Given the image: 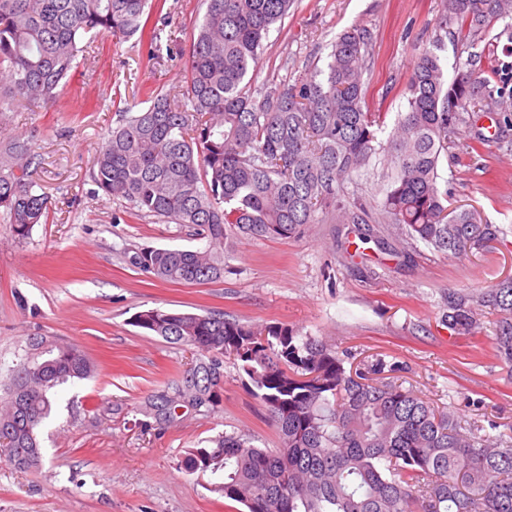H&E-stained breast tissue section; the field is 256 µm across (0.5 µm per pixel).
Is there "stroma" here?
Listing matches in <instances>:
<instances>
[{
  "mask_svg": "<svg viewBox=\"0 0 512 512\" xmlns=\"http://www.w3.org/2000/svg\"><path fill=\"white\" fill-rule=\"evenodd\" d=\"M444 0H296L276 25L250 76L253 89L291 84L325 68L331 44L353 26L369 30L374 65L369 111L382 113L388 141L406 107L415 55L442 40L448 66L480 56L484 45L458 40L456 25H437ZM202 0H166L162 50L148 56L138 37L104 42L99 59L79 64L60 101L14 113L6 135L27 139L38 157L34 177L52 207L29 239H16L0 209V397L28 337L58 336L80 345L98 366L94 377L62 386L41 440V471L0 460V512H245L211 492L210 477L183 467L192 448L221 433L246 432L260 447L280 439L266 408L224 366L223 403L176 425L146 431L137 421L144 400L178 380L193 357L131 323L145 308L202 313L252 324H285L335 344L352 364L381 358L434 406L455 410L464 430L496 421L512 425V370L497 357L490 315L471 337L446 321L449 292L476 293L512 277V127L494 137L495 117L475 116L461 146L440 164L449 207L477 209L497 240L457 260L414 242L396 251L364 240L347 224H310L292 238H234L224 244L222 281L171 284L131 267L135 245L203 248L187 228L141 216L126 200L93 184L91 162L123 113L143 107L156 87L182 85L175 52L187 44ZM487 143L466 151L477 134Z\"/></svg>",
  "mask_w": 512,
  "mask_h": 512,
  "instance_id": "obj_1",
  "label": "stroma"
}]
</instances>
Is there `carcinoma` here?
<instances>
[{
  "mask_svg": "<svg viewBox=\"0 0 512 512\" xmlns=\"http://www.w3.org/2000/svg\"><path fill=\"white\" fill-rule=\"evenodd\" d=\"M294 0H204L189 44L179 48L185 86L153 90L148 106L112 129L91 163L105 194L137 212L180 224L207 240L204 249L137 247L129 264L175 284L224 280V240L291 238L308 224H393L408 240L465 259L498 235L474 210L448 211L442 155L475 112L497 110L512 125V62L486 76L470 59L448 79L433 41L417 55L406 108L385 152L392 172L385 198L345 199L344 183L379 153L380 116L368 111L371 34L360 26L331 45L326 70L253 96L248 75L264 41ZM149 0H0V126L23 107L56 102L77 59L94 61L100 38L135 34L153 57ZM512 41V0H445L438 27L461 40ZM29 142H0V208L12 232L28 238L48 221ZM494 317L498 356L512 366V278L480 293H448V327L472 333L478 312ZM134 326L187 346L195 360L171 388L144 401V427H168L188 411L223 402L224 359L247 377L278 428L280 446L261 448L245 432L222 434L189 450L185 470L219 476L211 491L247 512H512V440L490 424L464 432L454 411L438 409L380 378L385 365L351 371L336 346L284 324H245L221 313L146 308ZM97 372L77 344L30 336L10 369L0 406V458L23 471L43 466L41 429L54 389ZM435 480L415 489L419 478Z\"/></svg>",
  "mask_w": 512,
  "mask_h": 512,
  "instance_id": "cac0c4a2",
  "label": "carcinoma"
}]
</instances>
